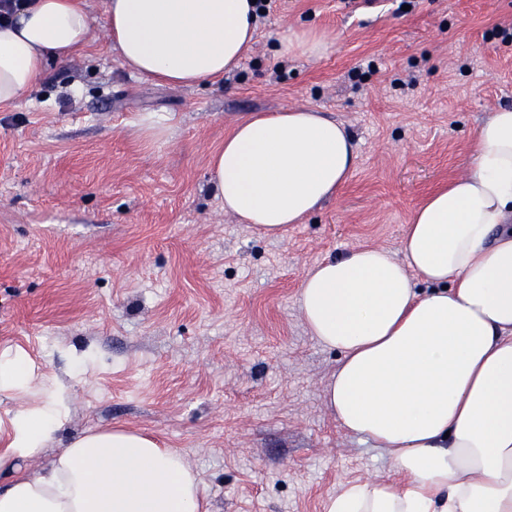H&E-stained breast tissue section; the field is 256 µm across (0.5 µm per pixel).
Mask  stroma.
<instances>
[{
	"label": "stroma",
	"instance_id": "stroma-1",
	"mask_svg": "<svg viewBox=\"0 0 512 512\" xmlns=\"http://www.w3.org/2000/svg\"><path fill=\"white\" fill-rule=\"evenodd\" d=\"M0 106V350L70 386L68 434L115 425L180 449L211 512H322L341 479L390 475L322 393L340 354L307 332L305 271L398 251L413 209L512 108V0H274L240 67L191 88L132 74L104 36ZM330 35L319 60L279 37ZM312 107L355 143L352 177L283 238L226 213L211 153L257 112ZM144 111L167 140L144 141ZM328 35L315 27L288 29L278 40L276 53L281 58L303 56L317 60L333 48ZM135 125L143 139L150 143L162 141L167 138L170 127L161 115L148 111L138 117Z\"/></svg>",
	"mask_w": 512,
	"mask_h": 512
}]
</instances>
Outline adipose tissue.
Segmentation results:
<instances>
[{
    "label": "adipose tissue",
    "mask_w": 512,
    "mask_h": 512,
    "mask_svg": "<svg viewBox=\"0 0 512 512\" xmlns=\"http://www.w3.org/2000/svg\"><path fill=\"white\" fill-rule=\"evenodd\" d=\"M85 0H27L0 24V104L38 88L48 60L91 42ZM126 68L192 87L237 69L257 34L254 0H107ZM315 27L276 53L317 60ZM356 164L345 127L293 108L234 125L209 165L224 209L279 238L336 196ZM402 259L360 246L303 275L307 328L340 360L324 392L339 425L388 456L396 478L339 480L323 512H512V109L494 112L472 161L414 210ZM0 396L18 400L0 449V512H210L175 448L124 428L62 439L69 390L21 349L0 351ZM54 454L41 470L21 464Z\"/></svg>",
    "instance_id": "1"
}]
</instances>
